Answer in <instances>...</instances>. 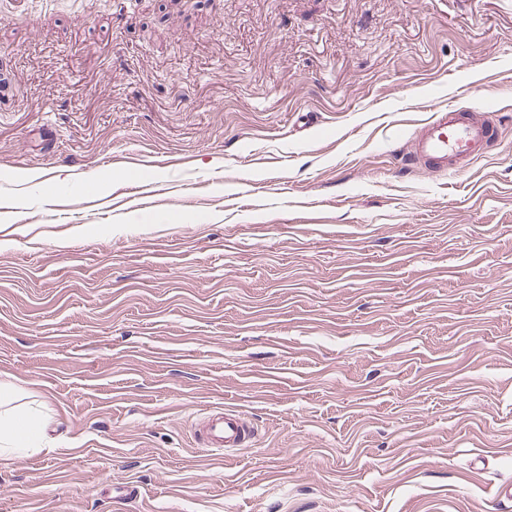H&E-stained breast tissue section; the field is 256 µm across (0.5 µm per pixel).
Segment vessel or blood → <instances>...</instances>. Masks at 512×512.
I'll return each instance as SVG.
<instances>
[{
    "label": "vessel or blood",
    "instance_id": "obj_1",
    "mask_svg": "<svg viewBox=\"0 0 512 512\" xmlns=\"http://www.w3.org/2000/svg\"><path fill=\"white\" fill-rule=\"evenodd\" d=\"M497 137V126L481 110L445 109L417 124L411 151L415 162L455 172L460 160L484 156ZM254 437L249 421L234 408L208 410L197 422L198 445L212 451L245 447Z\"/></svg>",
    "mask_w": 512,
    "mask_h": 512
}]
</instances>
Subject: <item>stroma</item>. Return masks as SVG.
<instances>
[{"mask_svg":"<svg viewBox=\"0 0 512 512\" xmlns=\"http://www.w3.org/2000/svg\"><path fill=\"white\" fill-rule=\"evenodd\" d=\"M1 51L0 381L48 429L0 512L512 491V0H0ZM449 106L498 143L404 168ZM253 428L244 414L234 408L208 410L197 422V445L211 451L244 448L254 438Z\"/></svg>","mask_w":512,"mask_h":512,"instance_id":"35a3bbf8","label":"stroma"}]
</instances>
